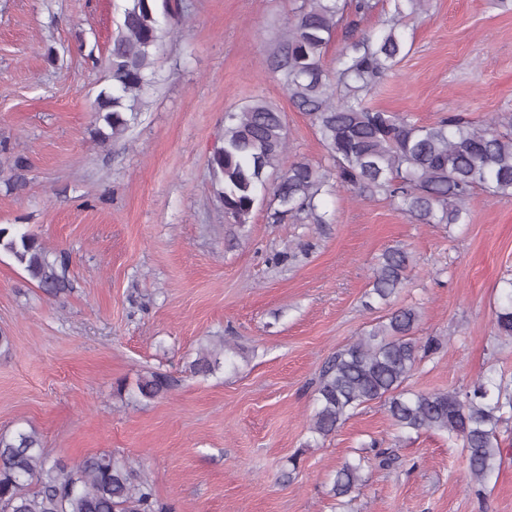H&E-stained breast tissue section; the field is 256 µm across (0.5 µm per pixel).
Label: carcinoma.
I'll return each mask as SVG.
<instances>
[{"label": "carcinoma", "mask_w": 512, "mask_h": 512, "mask_svg": "<svg viewBox=\"0 0 512 512\" xmlns=\"http://www.w3.org/2000/svg\"><path fill=\"white\" fill-rule=\"evenodd\" d=\"M393 11L377 34L354 41L332 73L324 52L346 11L367 14L372 0H300L284 23L274 53L292 103L309 117L332 161L323 172L305 161L284 164L288 131L284 115L254 99L224 118L222 145L209 165L218 198L230 224H246L257 191L274 185L271 219L290 216L323 224L318 200L335 188L379 194L419 224H465L476 191L512 194V115L476 125L460 115L418 124L406 115L369 106L375 83L395 71L406 42L400 31L408 14L425 10L428 0H392ZM173 17L171 0H129L122 33L112 42L108 62L111 85L96 99L95 135L104 143L127 130L137 104L151 85V55L160 39L159 16ZM0 249L9 253L40 288L57 294L65 288L56 263L34 234L0 227ZM411 256L401 248L382 253L369 295L386 303L401 290ZM419 312L401 307L388 314L324 364L316 389L317 407L310 432L321 439L336 432L363 405L384 401L397 430L437 431L461 447L481 494L485 479L500 466L504 448L499 426L512 418V391L490 378L471 390L412 392L405 384L438 340L414 337ZM497 335L512 338V290L496 314ZM226 341L201 347L187 370L207 376L220 368ZM178 379L148 372L138 379L136 397L152 400L174 389ZM359 463L336 470L330 489L335 499L361 489ZM0 512H172L160 502L144 471L110 452L85 456L69 465L49 457L39 434L0 433Z\"/></svg>", "instance_id": "carcinoma-1"}]
</instances>
